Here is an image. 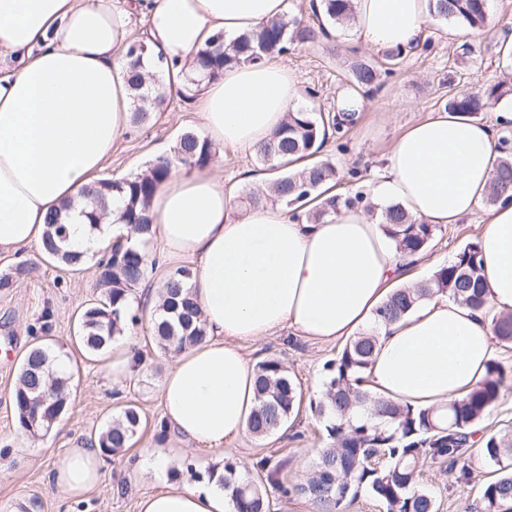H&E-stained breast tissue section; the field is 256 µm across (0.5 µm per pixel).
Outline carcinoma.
I'll list each match as a JSON object with an SVG mask.
<instances>
[{
	"label": "carcinoma",
	"instance_id": "1",
	"mask_svg": "<svg viewBox=\"0 0 512 512\" xmlns=\"http://www.w3.org/2000/svg\"><path fill=\"white\" fill-rule=\"evenodd\" d=\"M431 15L455 21L469 29H482L489 16V0H430ZM313 13L322 19L319 29L290 16L262 25L230 41L217 34L196 61L197 78L215 79L224 69L239 64H259L270 57L287 54L294 45L313 42L328 35V28L344 25L353 14V0H320ZM150 53L142 41L131 42L125 81L133 103L131 121L145 122L149 113L167 99L160 85L146 87L139 71L143 57ZM405 53L398 50L378 64L358 63L352 71L353 90L365 94L380 87L381 79L401 66ZM488 105V99L476 92H463L450 99L445 108L454 114L476 117ZM357 121L354 112H307L289 114L286 124L273 132L257 148L261 161L281 169L278 177L261 192L244 197L245 204L258 207L270 200L278 202L298 216L296 210L313 199H321L320 208L305 214L310 224L342 207H353L361 195H327L325 186L337 179L336 166L316 159L302 169L290 165L320 153L330 136L341 137ZM512 141L498 139L501 162L489 188L487 202L512 200ZM219 150L194 130L178 137L173 151L155 156L147 169L134 176L101 179L87 190L90 206L81 211L84 222L95 229L101 216L121 203L116 222L130 224L144 236L136 245L119 241L112 245V258L99 260L96 284L100 297L87 304L78 319L77 340L91 357L108 352L112 340L123 333L122 324L136 325L138 312L129 307L131 291L138 288L152 272L146 246L152 235L148 207L158 186L170 174L173 164L204 168ZM41 253L70 271L82 270L87 263L84 253L69 246L68 229L50 214ZM382 226L393 245L402 253L425 252L435 236V225L412 220L399 206L382 215ZM478 242L466 243L453 260L436 268L431 277L412 287H400L377 310L375 325L397 322L411 313L423 300L442 295L465 303L490 318L495 339L512 345V313L495 314L486 309L485 288L481 275ZM33 270L19 264L0 274V292L6 293ZM193 269L185 266L170 274L160 289L161 304L152 327L160 349L181 348L201 342L205 328L201 311L191 293ZM377 345V333H362L348 341L336 358L325 364L327 382L322 399L310 403V410L326 420L329 447L318 454L310 477L292 486L279 477L281 465L270 456L256 458L251 468L239 470L236 461L224 462V490L229 493L235 512H271L269 489L284 495L305 497L315 512H344L347 504L360 494L375 499L384 512H438L434 495L420 482L421 466L432 464L457 470V481H470L468 450L480 442L485 466L493 479L483 488L481 512H502L512 505V432L474 439V427L500 399L507 370L493 361L480 385L462 400L436 413L415 408L408 403L392 402L364 387L362 373L368 369ZM68 355L62 345L37 344L26 353L21 364L12 399L22 431L33 437L44 435L65 414L70 404L72 376H53V364ZM257 405L248 418L250 434L267 438L282 426L302 405V391L277 358H266L255 366ZM143 417L141 409L129 403L117 416L107 421L94 435L104 453L117 455L133 444Z\"/></svg>",
	"mask_w": 512,
	"mask_h": 512
}]
</instances>
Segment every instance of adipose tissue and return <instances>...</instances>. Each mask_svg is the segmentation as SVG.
<instances>
[{
  "label": "adipose tissue",
  "mask_w": 512,
  "mask_h": 512,
  "mask_svg": "<svg viewBox=\"0 0 512 512\" xmlns=\"http://www.w3.org/2000/svg\"><path fill=\"white\" fill-rule=\"evenodd\" d=\"M354 42L369 49L416 44L431 22L429 0H354ZM288 0H0V255L40 244L50 212L72 202L71 242L91 253L112 239L138 243L105 218L84 224L82 195L112 153L131 112L124 72L134 16L152 49L142 72L183 87L193 59L225 39L283 17ZM302 98L288 68L239 65L199 87L195 113L217 146L256 149ZM502 154L488 124L437 116L403 132L371 186L381 207L414 220L456 224L486 196ZM151 254L194 263L195 299L206 337L177 352L160 388L172 451L141 449L134 470L164 476L171 454L206 461L248 433L255 406L247 342L283 328L333 342L356 332L418 256L389 245L363 210L342 208L318 224L268 204L240 212L216 167L173 168L149 208ZM490 308L512 311V201L498 202L479 239ZM494 357L487 318L436 296L383 326L366 372L372 392L420 408L466 396ZM107 460L97 444L68 450L52 482L77 498L99 482ZM222 471L144 494L139 512H232Z\"/></svg>",
  "instance_id": "ef3b65f1"
}]
</instances>
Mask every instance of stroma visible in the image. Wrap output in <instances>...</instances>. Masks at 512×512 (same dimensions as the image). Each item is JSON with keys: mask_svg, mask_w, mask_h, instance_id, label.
<instances>
[{"mask_svg": "<svg viewBox=\"0 0 512 512\" xmlns=\"http://www.w3.org/2000/svg\"><path fill=\"white\" fill-rule=\"evenodd\" d=\"M510 34L512 0H491L489 23L478 32L453 22H431L424 32V49L409 53L394 76L363 98L359 120L344 138L327 140L322 157L336 164L338 185L345 193L362 195L366 214H377L369 185L379 175L381 156L400 133L441 113L449 97L464 91L490 92L502 71H512V59L500 51L501 38ZM381 57L379 51L334 34L298 45L278 61L297 74L302 86L316 90V97L304 98V110L332 112L338 96L350 88L353 64ZM197 126L193 101L167 99L146 124L127 127L113 142L101 177L141 172L155 155L170 152L184 130ZM221 154L226 186L234 187L240 197L258 190L254 176L264 165L255 151L225 147ZM489 209L484 203L460 223L437 226L431 246L414 268L415 281L428 279L460 247L479 239ZM19 263L31 264L32 273L10 293H0V512H139L141 495L155 490L158 482L150 476L131 478L125 454L110 457L101 481L79 501L65 499L50 476L67 449L97 433L125 402H134L147 418L135 448L164 444L159 389L173 358L160 352L147 323H139L131 333L137 348L147 352L146 363L134 382L113 383L105 358L88 357L72 340L77 313L97 295L95 260L74 273L44 260L37 248L27 247L0 259V272ZM46 313L51 316L53 344L67 348L74 380L70 406L61 421L46 436L34 439L17 423L12 390L20 364L36 342L30 329ZM341 348V343L310 340L290 329L244 346L252 362L280 359L307 400L318 399L326 381L324 366ZM327 444L324 420L305 406L289 419L285 430L262 440L246 437L230 456L248 466L256 457L270 455L281 463L284 477L296 483L311 475L319 450ZM470 454L472 479L466 485L458 483L453 472L436 465L424 467L421 482L435 494L439 512H479L481 488L490 474L479 447H472Z\"/></svg>", "mask_w": 512, "mask_h": 512, "instance_id": "obj_1", "label": "stroma"}]
</instances>
